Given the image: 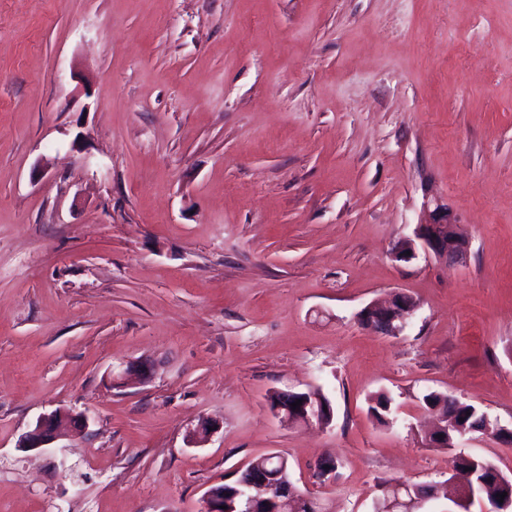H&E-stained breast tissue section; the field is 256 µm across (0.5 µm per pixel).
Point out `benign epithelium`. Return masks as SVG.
Masks as SVG:
<instances>
[{
    "mask_svg": "<svg viewBox=\"0 0 512 512\" xmlns=\"http://www.w3.org/2000/svg\"><path fill=\"white\" fill-rule=\"evenodd\" d=\"M423 249L439 259L456 260L466 255L469 240L459 231V223L450 213L448 206L436 204L432 221L418 224L413 235L399 239L393 247V257L398 261L409 262L416 258L417 249ZM416 301L407 293L395 291L390 299L380 304H370L359 314V320L367 328L383 334H396L404 329L401 321L405 314L415 310ZM288 402L277 406L272 414L282 421L300 425L314 423L326 425L333 420V408L324 407L313 392H286ZM301 401V405L292 403ZM64 424L76 430H84L89 425L88 417L82 413L75 414L66 409H55L40 416L33 429L22 438L20 447L34 450L53 443L57 430ZM336 463L332 459L318 462L312 471V482L320 485L329 484L335 477ZM483 481H465L452 496L456 507L463 506L476 495V486ZM235 496L244 499V512H288V505L302 512H319L320 502L304 492L289 478L276 480L267 476L259 485L241 484ZM205 512H239L236 507L224 508V485L211 487L204 496Z\"/></svg>",
    "mask_w": 512,
    "mask_h": 512,
    "instance_id": "1",
    "label": "benign epithelium"
}]
</instances>
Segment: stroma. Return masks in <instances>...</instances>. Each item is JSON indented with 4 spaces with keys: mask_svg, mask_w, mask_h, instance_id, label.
<instances>
[{
    "mask_svg": "<svg viewBox=\"0 0 512 512\" xmlns=\"http://www.w3.org/2000/svg\"><path fill=\"white\" fill-rule=\"evenodd\" d=\"M439 203L467 254L395 260ZM430 391L512 424V0H0V512H204L272 452L373 512L452 472ZM416 307V301L409 294L395 291L389 301L365 307L359 314V320L376 332L396 334L404 329L401 324L404 315L414 311ZM313 392H277L278 394L288 395V402L285 405L277 406L271 413L281 421L289 423L300 425L329 424L334 417L333 408L322 406ZM296 400H302L301 405L292 407V403H295ZM67 424L76 430H84L89 425L88 417L85 414H75L66 409H55L48 414L40 416L33 429L28 431L22 438L19 448L34 450L47 448L57 437V430Z\"/></svg>",
    "mask_w": 512,
    "mask_h": 512,
    "instance_id": "35a3bbf8",
    "label": "stroma"
}]
</instances>
